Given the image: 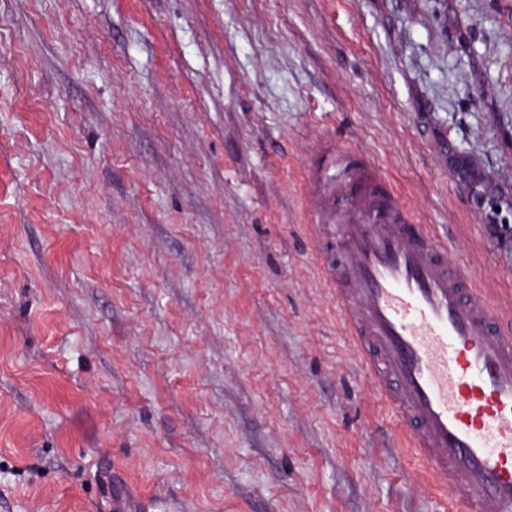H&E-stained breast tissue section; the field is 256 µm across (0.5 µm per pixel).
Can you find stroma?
Listing matches in <instances>:
<instances>
[{"label": "stroma", "instance_id": "stroma-1", "mask_svg": "<svg viewBox=\"0 0 512 512\" xmlns=\"http://www.w3.org/2000/svg\"><path fill=\"white\" fill-rule=\"evenodd\" d=\"M329 146L512 310V0H0V512H451L314 248Z\"/></svg>", "mask_w": 512, "mask_h": 512}]
</instances>
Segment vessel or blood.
I'll return each instance as SVG.
<instances>
[{"instance_id": "obj_1", "label": "vessel or blood", "mask_w": 512, "mask_h": 512, "mask_svg": "<svg viewBox=\"0 0 512 512\" xmlns=\"http://www.w3.org/2000/svg\"><path fill=\"white\" fill-rule=\"evenodd\" d=\"M312 179L360 213L331 225L321 261L400 437L456 512H512V336L365 156L329 154Z\"/></svg>"}]
</instances>
